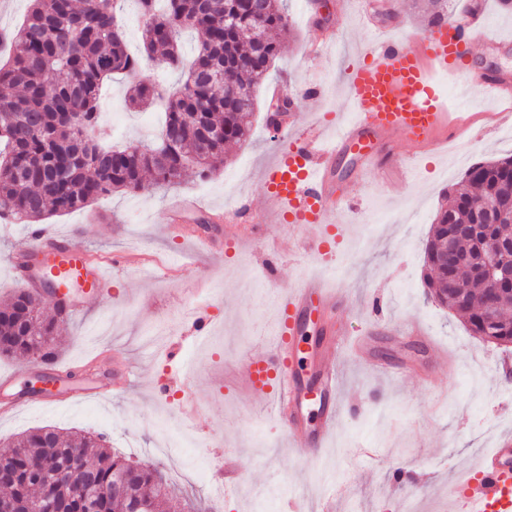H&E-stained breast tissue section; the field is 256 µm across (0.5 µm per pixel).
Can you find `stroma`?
I'll list each match as a JSON object with an SVG mask.
<instances>
[{"mask_svg":"<svg viewBox=\"0 0 512 512\" xmlns=\"http://www.w3.org/2000/svg\"><path fill=\"white\" fill-rule=\"evenodd\" d=\"M314 11L309 0H290V35L259 90L245 143L228 145L223 166L202 177L190 170L178 185L165 189L144 179L140 189L119 191L85 208L48 219L56 232L79 236L92 252L139 254L138 265L118 273L99 298L98 309L77 317L59 336L60 361L77 363L100 344L115 359L129 361L134 372L125 393H110L108 380L78 371L60 387L96 384L99 396L62 402L54 408L32 407L17 417L0 419V453L32 429L54 426L103 435L112 453L158 466L175 487L160 512H316L329 483L341 492L339 512H445V488L458 473L475 467L481 453L494 447L498 434L512 432V346L482 340L453 312L438 306L425 287V244L435 214L448 189L465 180L468 164L512 154V133L488 124L487 97L474 93L467 112H459L454 77H439L450 111L461 127L447 150L423 156L406 142L400 152L417 166V181L378 175L348 186L350 202L336 215L334 259L305 257L303 241L312 232L287 224L262 191L261 176L278 156L284 136L317 121L334 125L349 105L343 95L347 66L359 48L376 38L361 25L358 0H323ZM379 21L398 10L400 23L390 37L403 39L425 31L419 0H373ZM334 30L336 40L320 57L307 56L314 28ZM287 85L295 108L288 124L276 131L266 124L275 86ZM323 90L313 98L312 85ZM128 83L111 80L103 99L101 123L113 144L153 140L164 115L161 109H132L126 103ZM185 197L233 215L216 224L215 253L190 238L168 231L167 207ZM265 215L266 236L248 232V218L238 207ZM28 227L0 223V307L21 288L7 262L22 250ZM310 275L345 293L347 307L337 320L341 336L370 335L363 355L343 356L339 372L341 398L329 441L319 452L294 453L282 428L270 414L247 407L251 395L231 365L253 346L259 327L273 326L276 307L267 296L274 289L295 287ZM216 294L211 312L213 347L201 352L181 338L186 308L205 292ZM417 321L431 341L421 344L397 335L403 321ZM164 324L168 335L181 338L183 356L196 360V404L207 421L185 427L179 397L181 364L164 354L148 355L142 338ZM374 449L376 461L361 460L357 451ZM235 453L246 485L268 489L267 499L246 494L217 497L224 459Z\"/></svg>","mask_w":512,"mask_h":512,"instance_id":"obj_1","label":"stroma"}]
</instances>
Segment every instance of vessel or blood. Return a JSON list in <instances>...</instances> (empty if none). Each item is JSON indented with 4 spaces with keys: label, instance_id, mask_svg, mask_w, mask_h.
<instances>
[{
    "label": "vessel or blood",
    "instance_id": "b4317fda",
    "mask_svg": "<svg viewBox=\"0 0 512 512\" xmlns=\"http://www.w3.org/2000/svg\"><path fill=\"white\" fill-rule=\"evenodd\" d=\"M376 32L384 30L375 24ZM489 18L480 0H467L460 15L445 18L422 34L401 41L383 37L364 48L357 64L346 70V97L355 113L335 130L313 123L291 137L278 160L263 174V188L289 223L313 229L304 247L328 256V237L345 202L339 161L353 152L352 179L372 166L405 168L394 153L404 139L424 153L454 140L458 129L435 76L458 77L463 88L512 99V77L478 67L475 45H492ZM127 253L91 257L78 240L33 226L26 249L8 258L15 279L49 293L61 320L71 321L91 309L112 282V270L127 266ZM340 292L311 278L282 292L277 301L274 335L241 361L246 390L269 402L270 411L289 440L321 449L336 420L340 378L335 361L343 342L336 336ZM210 323L206 304L193 305L185 322L192 338L205 336ZM312 342H303L307 331ZM449 512H512V433L501 434L482 456L476 473L448 484Z\"/></svg>",
    "mask_w": 512,
    "mask_h": 512
}]
</instances>
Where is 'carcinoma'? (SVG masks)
<instances>
[{
	"mask_svg": "<svg viewBox=\"0 0 512 512\" xmlns=\"http://www.w3.org/2000/svg\"><path fill=\"white\" fill-rule=\"evenodd\" d=\"M24 22L11 34L15 50L0 66V219L33 224L80 209L114 191H135L143 176L161 187L179 183L194 163L212 170L224 163V145L247 139L250 115L272 59L279 50L270 34L289 29L287 0H138L142 50H128L115 24L114 0H30ZM198 35L192 58L177 32ZM153 63L184 77L168 97L139 78ZM130 79L128 102L141 107L167 98L158 142L104 146L84 135H103L99 103L103 81ZM512 156L472 165L465 184L448 193L425 250L426 285L434 300L459 315L470 330L497 344H512V286H493L472 276L469 266L489 239L512 238ZM456 237L457 257L445 255ZM41 295L27 288L0 310V355L51 354L57 321H44ZM0 472L10 481L6 498L18 512L42 499L60 512H132L133 501L102 494L88 499L92 485L112 486L129 477L136 498L158 512L170 486L155 466L112 454L81 431L43 427L22 436L0 454Z\"/></svg>",
	"mask_w": 512,
	"mask_h": 512,
	"instance_id": "obj_1",
	"label": "carcinoma"
}]
</instances>
